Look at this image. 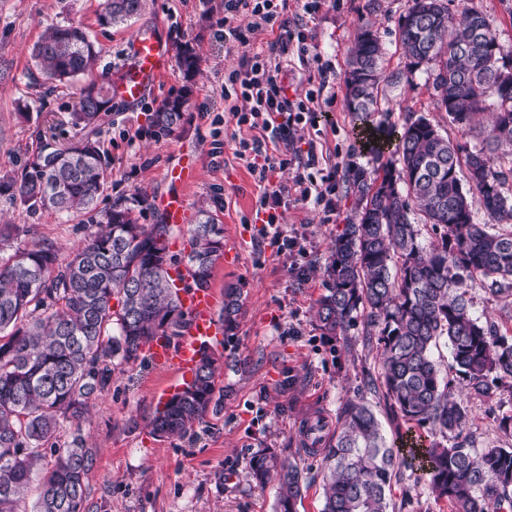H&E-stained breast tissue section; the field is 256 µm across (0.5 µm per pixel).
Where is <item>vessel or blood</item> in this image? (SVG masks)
Returning <instances> with one entry per match:
<instances>
[{
    "label": "vessel or blood",
    "mask_w": 512,
    "mask_h": 512,
    "mask_svg": "<svg viewBox=\"0 0 512 512\" xmlns=\"http://www.w3.org/2000/svg\"><path fill=\"white\" fill-rule=\"evenodd\" d=\"M170 67L167 49L159 36L153 33L139 34L131 41L129 62L120 93L126 102L139 101L154 88ZM161 206L169 224L180 228L189 220V206L178 195L162 199ZM183 304L192 316V326L176 345L163 338L151 342L147 351L151 361L167 371L172 381H189L198 362L202 345L218 344L224 332L216 317L217 298L212 290H195L183 297Z\"/></svg>",
    "instance_id": "b4317fda"
}]
</instances>
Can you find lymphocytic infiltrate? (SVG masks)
<instances>
[{"label": "lymphocytic infiltrate", "mask_w": 512, "mask_h": 512, "mask_svg": "<svg viewBox=\"0 0 512 512\" xmlns=\"http://www.w3.org/2000/svg\"><path fill=\"white\" fill-rule=\"evenodd\" d=\"M279 16V0H224V42L229 46L245 43L247 33L275 25ZM295 36V31L284 30L267 48L243 56L237 69L229 74L230 86L224 91L225 97L232 100L228 110L237 126L252 132L251 138L240 139L237 156L262 185V233L291 247L297 241L281 229L278 208L291 202L318 205L326 200L317 181L304 175L305 169L319 163L315 146L302 148L293 140L296 126L315 112L312 96L289 94L283 82V63L290 48H297L302 55L308 52L306 44L295 43ZM282 145L288 146L290 161L298 168L289 182L270 178L276 169L270 150Z\"/></svg>", "instance_id": "f902f5d3"}]
</instances>
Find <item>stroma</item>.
I'll use <instances>...</instances> for the list:
<instances>
[{"label": "stroma", "instance_id": "35a3bbf8", "mask_svg": "<svg viewBox=\"0 0 512 512\" xmlns=\"http://www.w3.org/2000/svg\"><path fill=\"white\" fill-rule=\"evenodd\" d=\"M474 2L486 15L504 53L512 55V0H448L452 11ZM99 0H0V177L19 173L32 157L39 134L55 126L61 142L75 129L65 124L73 102L69 86L45 83L30 51L52 24H82L102 49L97 75L123 71L129 43L136 34L152 31L168 50L193 46L200 57L191 104L180 128L171 136L147 133L151 106L174 97L184 84L179 64H171L158 84L140 101L105 115L100 137L111 160L112 177L99 208L116 199L144 197L149 209L144 223L161 220V197L177 192L190 211L205 208L224 226L223 256L217 261L211 287L241 290L242 311L234 334L224 342L223 369L217 387H229L221 410L182 438L160 440L147 422L167 384L163 371L147 358L125 366L111 390L100 397L82 428L97 445L90 475V500L100 512H272L274 486L259 488L246 474V461L257 449L270 447L293 457L301 445L299 430L314 413L336 421L343 404L365 397L382 422L389 441L430 433L394 414L389 405L364 385L377 374L376 347L362 343L359 328L347 342H330L317 329L315 300L328 286L324 268L331 244L344 224L354 219L349 170L373 171V154L359 139L356 121L345 107L348 50L359 28L371 26L386 49L384 75L401 81L379 86L375 123L402 130L412 117L438 122L459 153L476 150L477 132H461L440 112L421 70H411L398 45V23L412 0H335L307 14L300 0H287L282 18L309 31L315 54L292 58L288 77L299 92H316L319 106L314 124L299 136L314 141L320 166L331 173L334 210L292 203L280 209V225L296 237L297 247L279 249L259 235L256 213L259 191L245 161L235 152L241 138L225 110L224 82L242 55L275 38L269 31L249 33L245 44L227 46L219 35L224 0H147L142 14L128 24L106 27L97 16ZM198 159L192 185L167 181L166 174L184 152ZM0 216L20 228L14 246L29 248L52 242L69 255L88 232L86 217L65 219L53 211L29 208L0 196ZM476 311L487 312L502 330L512 329V296L491 293L482 279L468 283ZM396 512H448L435 500L415 469L402 467L392 486Z\"/></svg>", "mask_w": 512, "mask_h": 512}]
</instances>
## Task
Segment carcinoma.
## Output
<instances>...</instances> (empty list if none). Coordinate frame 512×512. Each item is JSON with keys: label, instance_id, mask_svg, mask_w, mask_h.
<instances>
[{"label": "carcinoma", "instance_id": "carcinoma-1", "mask_svg": "<svg viewBox=\"0 0 512 512\" xmlns=\"http://www.w3.org/2000/svg\"><path fill=\"white\" fill-rule=\"evenodd\" d=\"M146 0H102L99 22L124 25ZM399 44L410 66L426 67L440 111L463 131L487 114L481 147L461 157L431 120L421 115L403 127L390 156L384 129L368 124L375 111L385 49L362 28L349 49L347 106L375 152L373 172L351 170L355 221L332 245L329 287L315 303L317 328L330 340L348 339L361 324L363 344L380 350V372L368 381L406 421L441 440L421 448L388 445L370 405L350 399L330 439L318 414L304 421L300 451L321 458V512H392L390 493L407 460L448 512H512V443L480 447L470 433L474 416L464 399L501 402L512 392V338L492 317L473 310L466 278L477 274L495 294L512 296V57L502 52L486 15L471 5L453 13L448 0H413L399 21ZM101 49L79 23L47 27L31 55L48 82L69 85L93 72ZM177 58L187 84L152 108L147 133L170 136L180 127L193 94L199 56L184 45ZM123 77L91 79L78 88L69 113L83 131L63 146L40 136L38 151L20 175L0 182L7 195L30 208L89 216L85 242L66 258L49 243L16 248L15 224H0V512H20L33 479L40 493L33 512H90L89 476L95 451L82 431L91 404L107 392L125 364L157 336L177 339L190 326L181 294L210 288L224 253V225L207 209L189 225V249L174 252L175 229L142 224L143 201L120 198L98 210L108 190L109 158L97 129L113 111ZM435 232L425 241L414 211ZM483 211L479 222L475 212ZM240 289L224 287V332L237 328ZM446 345L452 380L434 352ZM223 363L204 346L192 382L149 420L160 439L183 437L224 404L216 389ZM73 426L59 444L63 423ZM450 437L448 446L443 439ZM250 480L277 481L275 512H297L307 489L303 469L275 448L246 461Z\"/></svg>", "mask_w": 512, "mask_h": 512}]
</instances>
